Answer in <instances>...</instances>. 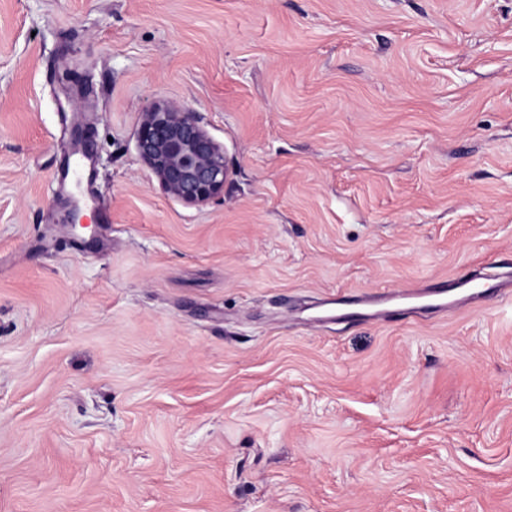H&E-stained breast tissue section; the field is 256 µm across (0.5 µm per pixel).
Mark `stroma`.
<instances>
[{
    "instance_id": "1",
    "label": "stroma",
    "mask_w": 512,
    "mask_h": 512,
    "mask_svg": "<svg viewBox=\"0 0 512 512\" xmlns=\"http://www.w3.org/2000/svg\"><path fill=\"white\" fill-rule=\"evenodd\" d=\"M508 277L512 0H0V512H512ZM136 150L163 191L183 203L202 206L224 193V150L184 106L153 102L142 113Z\"/></svg>"
}]
</instances>
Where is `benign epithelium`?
<instances>
[{"label":"benign epithelium","mask_w":512,"mask_h":512,"mask_svg":"<svg viewBox=\"0 0 512 512\" xmlns=\"http://www.w3.org/2000/svg\"><path fill=\"white\" fill-rule=\"evenodd\" d=\"M136 150L163 191L202 206L224 193L229 170L223 148L190 109L158 100L142 113Z\"/></svg>","instance_id":"7a95c632"}]
</instances>
